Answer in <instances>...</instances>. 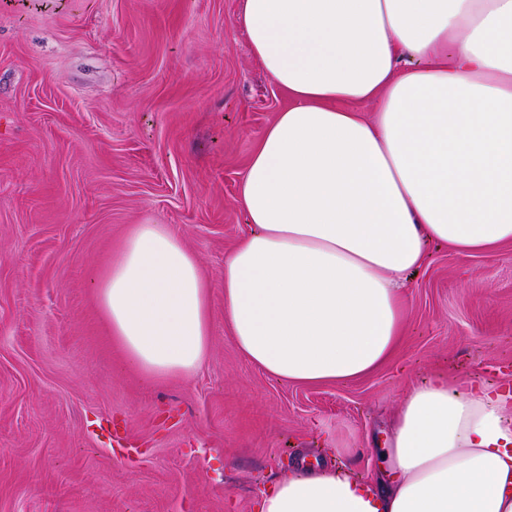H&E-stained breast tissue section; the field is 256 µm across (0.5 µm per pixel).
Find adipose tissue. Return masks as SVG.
I'll use <instances>...</instances> for the list:
<instances>
[{
	"label": "adipose tissue",
	"instance_id": "1",
	"mask_svg": "<svg viewBox=\"0 0 512 512\" xmlns=\"http://www.w3.org/2000/svg\"><path fill=\"white\" fill-rule=\"evenodd\" d=\"M241 23L288 105L239 183L252 229L224 260V320L278 379L363 377L400 340L428 242L512 243V0H242ZM94 288L146 381L201 369L209 288L166 225H136ZM386 453L389 481L300 470L259 512H512L510 397L438 376Z\"/></svg>",
	"mask_w": 512,
	"mask_h": 512
}]
</instances>
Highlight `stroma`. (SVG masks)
<instances>
[{
  "instance_id": "stroma-1",
  "label": "stroma",
  "mask_w": 512,
  "mask_h": 512,
  "mask_svg": "<svg viewBox=\"0 0 512 512\" xmlns=\"http://www.w3.org/2000/svg\"><path fill=\"white\" fill-rule=\"evenodd\" d=\"M241 5L0 0V512H257L302 459L386 475L390 420L434 375L512 384V243L429 244L401 341L367 377L291 383L236 348L224 260L251 230L238 184L288 104ZM136 224L180 237L210 288L211 349L191 378L146 382L98 304Z\"/></svg>"
}]
</instances>
